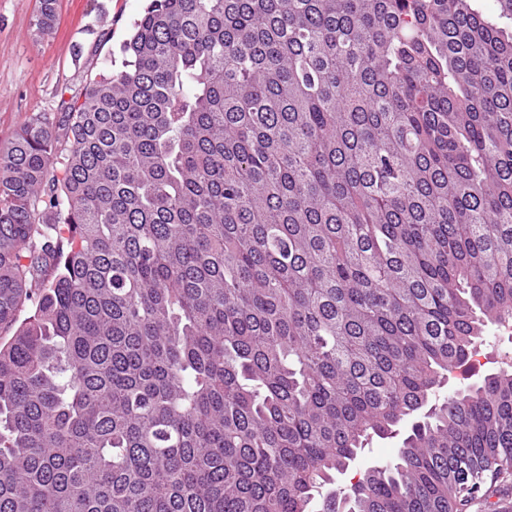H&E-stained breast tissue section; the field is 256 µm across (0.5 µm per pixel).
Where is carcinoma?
Returning <instances> with one entry per match:
<instances>
[{
	"instance_id": "1",
	"label": "carcinoma",
	"mask_w": 512,
	"mask_h": 512,
	"mask_svg": "<svg viewBox=\"0 0 512 512\" xmlns=\"http://www.w3.org/2000/svg\"><path fill=\"white\" fill-rule=\"evenodd\" d=\"M57 0H39L49 30ZM0 149V512H458L512 465V0H151ZM505 327L490 326L484 339L478 344L475 355L468 361L467 367L472 374L467 379H460L453 373L448 374V383L437 393V398L448 394V390L456 387L460 383L474 382L482 379L485 375L497 372L499 369L510 368L512 366V331L507 333ZM510 336V338H508ZM475 362V363H472ZM465 364V365H466ZM397 441L398 437L392 439H380L375 437L368 447H366L358 456L354 463V468L345 475L339 476L335 484L326 486L323 489V493L325 494L331 490H346L349 485L350 478H352L357 472H363L371 466L379 465L392 458L397 450Z\"/></svg>"
}]
</instances>
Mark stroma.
I'll return each instance as SVG.
<instances>
[{
    "label": "stroma",
    "mask_w": 512,
    "mask_h": 512,
    "mask_svg": "<svg viewBox=\"0 0 512 512\" xmlns=\"http://www.w3.org/2000/svg\"><path fill=\"white\" fill-rule=\"evenodd\" d=\"M146 0H58L54 29L35 26L38 0H0V148L33 114L62 102L112 71L120 46ZM472 379L512 366V337L489 327L478 344Z\"/></svg>",
    "instance_id": "stroma-1"
}]
</instances>
